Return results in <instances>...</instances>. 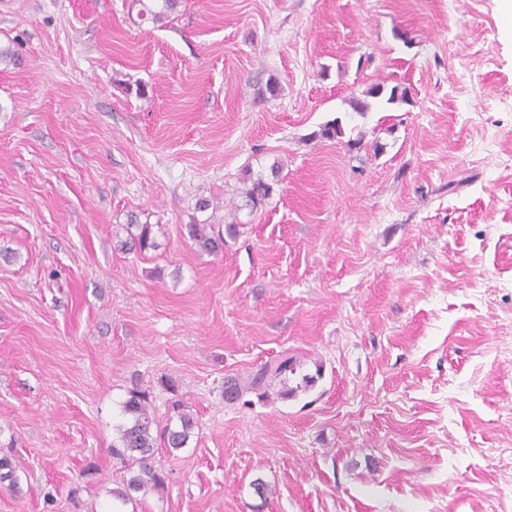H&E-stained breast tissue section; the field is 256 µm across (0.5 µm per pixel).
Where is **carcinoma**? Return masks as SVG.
I'll list each match as a JSON object with an SVG mask.
<instances>
[{
	"mask_svg": "<svg viewBox=\"0 0 512 512\" xmlns=\"http://www.w3.org/2000/svg\"><path fill=\"white\" fill-rule=\"evenodd\" d=\"M179 2L180 0H133V3L139 5L138 16L153 23L169 18ZM365 96L371 98L384 96L388 104L410 102L407 88L399 85L387 89L381 84H376L365 91ZM314 136L329 141L341 140L346 136V129L341 119L337 117L321 125ZM280 172L281 166L275 162L270 166L269 175L248 176L241 192L244 206L254 211L265 205L274 192V186L279 182ZM210 229L211 226L208 224L189 225L190 236L197 245L204 251L214 252L224 245V235L236 234L237 225H226V234L224 235L220 233L214 235L210 233ZM124 245L141 250L153 246L151 226L140 225L139 233L130 241L124 242ZM289 372L292 374L296 372L295 363L293 358L285 355L277 362L262 367L246 383H240L233 379L226 381L224 396L230 400H237L243 394L259 390L266 383L276 380L285 385L287 384L286 374ZM123 412L128 416V420L126 424L117 429L116 444L112 445V454L127 463L132 475L122 487L112 491V496L126 504L132 500L134 492L148 488L160 489L164 486L163 475L150 462L157 437H162L168 448L181 449L185 447L191 437L195 422L191 414L181 411L178 413L179 424L176 427H166L163 431H158L155 413L148 395L141 391L130 392L129 398L123 403Z\"/></svg>",
	"mask_w": 512,
	"mask_h": 512,
	"instance_id": "1",
	"label": "carcinoma"
}]
</instances>
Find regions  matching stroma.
<instances>
[{
    "label": "stroma",
    "instance_id": "35a3bbf8",
    "mask_svg": "<svg viewBox=\"0 0 512 512\" xmlns=\"http://www.w3.org/2000/svg\"><path fill=\"white\" fill-rule=\"evenodd\" d=\"M130 2L0 0V512H110L134 388L198 426L124 512H512L500 0ZM378 83L410 103L353 112ZM337 117L359 149L314 138ZM285 354L296 396L225 399ZM151 2V3H147ZM180 0H133V4L140 6L138 16L153 24L162 22L170 17ZM281 166L278 162H274L270 166V173L267 177L263 174H258L255 177L248 174L245 179V187L241 192L244 204L236 206L240 210L241 207H247L253 212L259 207L266 204L274 192V186L279 182ZM239 207V208H238ZM210 229L211 226L208 224L189 225L190 236L196 241L197 245L204 251L214 252L224 245V236L220 233L214 235V233L208 231Z\"/></svg>",
    "mask_w": 512,
    "mask_h": 512
}]
</instances>
